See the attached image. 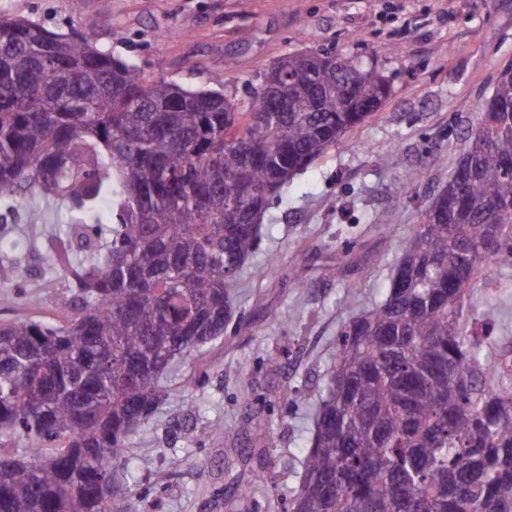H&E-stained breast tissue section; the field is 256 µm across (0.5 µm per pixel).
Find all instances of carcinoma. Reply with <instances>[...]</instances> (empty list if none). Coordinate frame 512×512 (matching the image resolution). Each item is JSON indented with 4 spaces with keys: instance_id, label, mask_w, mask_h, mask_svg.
<instances>
[{
    "instance_id": "obj_1",
    "label": "carcinoma",
    "mask_w": 512,
    "mask_h": 512,
    "mask_svg": "<svg viewBox=\"0 0 512 512\" xmlns=\"http://www.w3.org/2000/svg\"><path fill=\"white\" fill-rule=\"evenodd\" d=\"M0 199L71 203L49 257L76 314L0 324V512H143L119 474L160 381L224 335L238 275L280 190L388 98L386 77L322 50L263 84L273 107L148 83L71 33L0 13ZM453 175L402 248L387 299L336 343L302 478L286 512H512V369L467 334L468 286L512 267V63ZM119 222L86 263L78 230ZM25 270L0 250V285ZM22 439L23 455L2 452Z\"/></svg>"
}]
</instances>
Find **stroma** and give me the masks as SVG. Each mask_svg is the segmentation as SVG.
I'll return each instance as SVG.
<instances>
[{
  "label": "stroma",
  "mask_w": 512,
  "mask_h": 512,
  "mask_svg": "<svg viewBox=\"0 0 512 512\" xmlns=\"http://www.w3.org/2000/svg\"><path fill=\"white\" fill-rule=\"evenodd\" d=\"M0 12L79 32L146 79L242 103L293 52L325 50L388 79L385 103L267 210L223 336L167 376L164 402L129 443L149 462L126 479L145 512H284L341 326L386 299L402 246L512 62V0H0ZM391 155L399 165L383 164ZM67 222L61 203L0 200L26 268L23 289L0 287V321L72 315L73 292L47 262ZM501 280L473 283L461 320L512 348V269Z\"/></svg>",
  "instance_id": "stroma-1"
}]
</instances>
